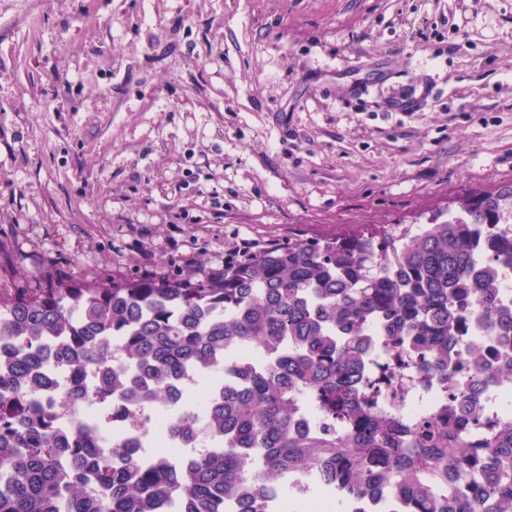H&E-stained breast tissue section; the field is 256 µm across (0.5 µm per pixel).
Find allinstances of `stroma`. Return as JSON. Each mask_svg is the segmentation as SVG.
<instances>
[{
	"label": "stroma",
	"instance_id": "1",
	"mask_svg": "<svg viewBox=\"0 0 512 512\" xmlns=\"http://www.w3.org/2000/svg\"><path fill=\"white\" fill-rule=\"evenodd\" d=\"M512 182V0H0V285L425 224Z\"/></svg>",
	"mask_w": 512,
	"mask_h": 512
}]
</instances>
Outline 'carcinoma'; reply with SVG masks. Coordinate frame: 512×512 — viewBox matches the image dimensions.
<instances>
[{
	"instance_id": "obj_1",
	"label": "carcinoma",
	"mask_w": 512,
	"mask_h": 512,
	"mask_svg": "<svg viewBox=\"0 0 512 512\" xmlns=\"http://www.w3.org/2000/svg\"><path fill=\"white\" fill-rule=\"evenodd\" d=\"M512 219V183L471 195L448 219L363 226L342 237L296 239L222 269L133 273L122 279L51 273L0 288V340L16 359L0 369V512H266L265 487L307 472L339 512L386 485L401 512H512V420L471 436L478 415L464 394L451 416L406 423L381 412L365 381L368 328L381 323L401 352L420 358L424 381L448 377V337L471 305L512 349V311L497 298L496 265L512 267V236L497 237L475 272L478 236ZM254 349L264 362L241 364ZM57 354L59 393L50 405L15 384ZM194 372L210 402L167 413L165 444L182 448L201 432L212 445L176 465L138 461L124 441L135 416L115 403H165ZM320 419L292 422L304 396ZM94 407L98 430L77 417L73 443L59 435L72 407ZM94 492H89V488Z\"/></svg>"
}]
</instances>
